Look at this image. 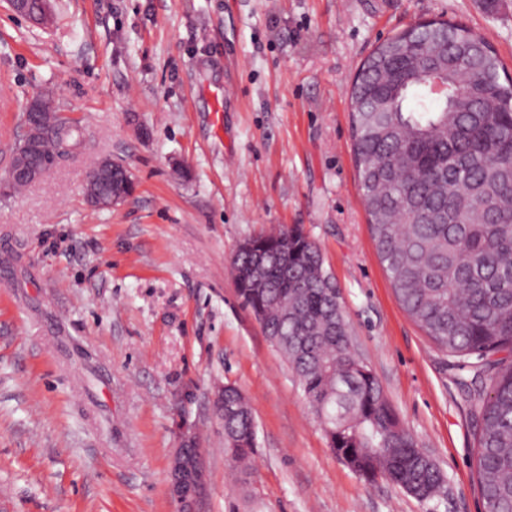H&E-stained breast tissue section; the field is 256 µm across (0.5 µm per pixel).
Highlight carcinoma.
Instances as JSON below:
<instances>
[{"instance_id":"cac0c4a2","label":"carcinoma","mask_w":512,"mask_h":512,"mask_svg":"<svg viewBox=\"0 0 512 512\" xmlns=\"http://www.w3.org/2000/svg\"><path fill=\"white\" fill-rule=\"evenodd\" d=\"M490 42L446 20L400 31L363 61L350 89L353 154L376 252L404 312L468 372L476 471L486 512H512V76ZM67 156L82 140L66 117L47 132ZM276 259L268 287L239 296L294 372L336 457L371 484L419 500L441 481L370 367L323 257L294 225L250 238ZM224 456L241 472L255 417L224 386Z\"/></svg>"}]
</instances>
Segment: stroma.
I'll return each mask as SVG.
<instances>
[{
  "instance_id": "1",
  "label": "stroma",
  "mask_w": 512,
  "mask_h": 512,
  "mask_svg": "<svg viewBox=\"0 0 512 512\" xmlns=\"http://www.w3.org/2000/svg\"><path fill=\"white\" fill-rule=\"evenodd\" d=\"M486 37L512 74V0H0V179L32 97L81 150L0 194V512H174L169 460L204 450L201 512H486L475 401L401 309L360 198L349 87L421 18ZM109 156L131 195L90 207ZM292 224L319 248L367 363L446 477L420 501L331 451L295 376L236 293L244 240ZM237 386L254 470L224 458L214 400Z\"/></svg>"
}]
</instances>
